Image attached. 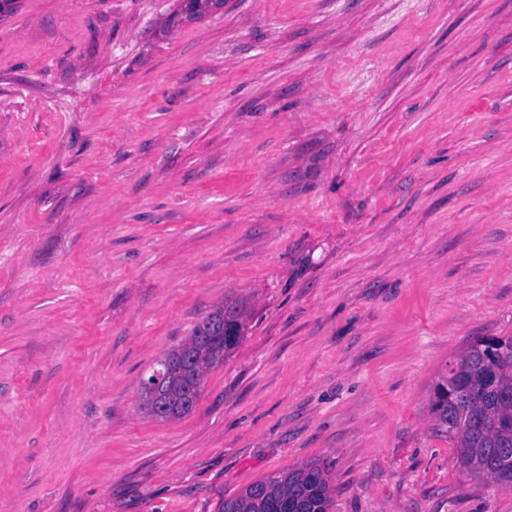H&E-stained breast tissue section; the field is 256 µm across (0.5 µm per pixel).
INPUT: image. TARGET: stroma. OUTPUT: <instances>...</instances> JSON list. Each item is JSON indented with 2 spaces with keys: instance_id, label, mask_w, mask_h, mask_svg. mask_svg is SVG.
<instances>
[{
  "instance_id": "35a3bbf8",
  "label": "stroma",
  "mask_w": 512,
  "mask_h": 512,
  "mask_svg": "<svg viewBox=\"0 0 512 512\" xmlns=\"http://www.w3.org/2000/svg\"><path fill=\"white\" fill-rule=\"evenodd\" d=\"M0 0V512H512L429 411L512 336V0ZM169 421L141 380L225 300ZM223 316L224 326L232 325L236 329L234 339L228 343L210 337L218 336L215 321H221ZM246 318V306L242 301L225 302L198 323L188 339L164 354V358L176 368L182 365V360L186 361L187 368L184 372L176 370L175 374L164 381L161 399L165 411L159 417L151 415L154 403L142 387V405L147 413L163 421L178 419L190 413L196 406L205 373L211 368L224 364V360L241 340L245 331ZM188 348L194 354L195 361H192L184 352ZM191 387L196 388L193 404ZM329 462L314 461L224 499L219 512H332L335 487Z\"/></svg>"
}]
</instances>
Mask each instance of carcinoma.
<instances>
[{"label":"carcinoma","instance_id":"cac0c4a2","mask_svg":"<svg viewBox=\"0 0 512 512\" xmlns=\"http://www.w3.org/2000/svg\"><path fill=\"white\" fill-rule=\"evenodd\" d=\"M224 0H185L189 16L198 18ZM247 318L241 301L216 307L192 330L188 339L166 354L171 364H187L182 372L167 378L161 389L163 421L190 413L192 397L200 394L205 373L224 364L241 340ZM236 329L232 341L215 339L217 321ZM471 341L455 362L453 373H445L435 384L430 413L436 431L448 436L459 448V465L475 477L491 478L512 486V336ZM332 466L314 461L254 483L227 498L219 512H332L335 487Z\"/></svg>","mask_w":512,"mask_h":512}]
</instances>
